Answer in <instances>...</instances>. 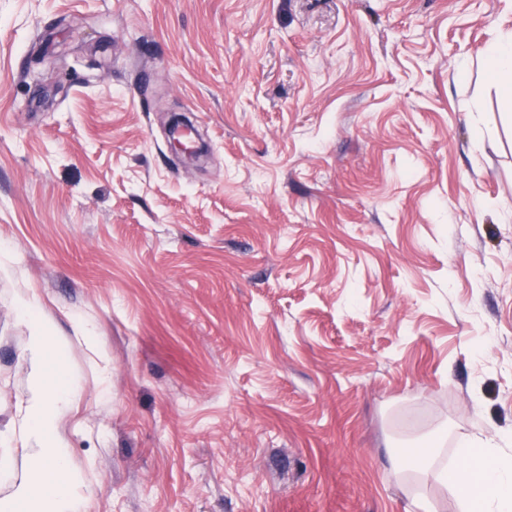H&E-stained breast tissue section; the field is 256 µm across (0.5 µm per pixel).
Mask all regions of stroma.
Here are the masks:
<instances>
[{"mask_svg":"<svg viewBox=\"0 0 512 512\" xmlns=\"http://www.w3.org/2000/svg\"><path fill=\"white\" fill-rule=\"evenodd\" d=\"M508 32L512 0H0V499L28 302L83 512H461L428 470L512 456ZM483 64L500 95L512 102V33L498 35L489 43Z\"/></svg>","mask_w":512,"mask_h":512,"instance_id":"stroma-1","label":"stroma"}]
</instances>
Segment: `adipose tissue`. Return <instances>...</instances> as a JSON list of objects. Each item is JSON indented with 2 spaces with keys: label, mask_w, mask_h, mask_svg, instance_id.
Instances as JSON below:
<instances>
[{
  "label": "adipose tissue",
  "mask_w": 512,
  "mask_h": 512,
  "mask_svg": "<svg viewBox=\"0 0 512 512\" xmlns=\"http://www.w3.org/2000/svg\"><path fill=\"white\" fill-rule=\"evenodd\" d=\"M483 64L500 95L512 101V33L489 43ZM22 314L32 329L26 421L37 450L28 457L26 473L11 497L0 503V512H81L76 495L81 478L71 469L66 446L55 430L56 412L71 390L68 371L47 326L33 318L30 308H23ZM463 454L459 465L437 474L439 481L461 492L479 484L478 502L463 501V512H512V463L500 460L496 447L479 438L470 440Z\"/></svg>",
  "instance_id": "obj_1"
}]
</instances>
